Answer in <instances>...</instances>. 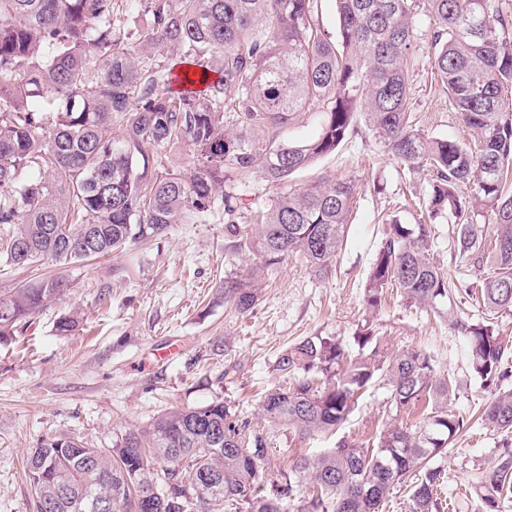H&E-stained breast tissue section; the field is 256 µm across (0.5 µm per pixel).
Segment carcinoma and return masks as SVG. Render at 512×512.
Masks as SVG:
<instances>
[{"mask_svg": "<svg viewBox=\"0 0 512 512\" xmlns=\"http://www.w3.org/2000/svg\"><path fill=\"white\" fill-rule=\"evenodd\" d=\"M336 38L315 23L318 0H0V224L10 226L0 258L30 265L73 264L121 252L173 224L224 220L236 248L271 267L300 254L328 273L344 242L358 184L342 179L290 188L270 199L242 231L248 206L239 187L260 169L277 185L345 140L362 116L388 154L433 178L427 219L390 224L364 288L373 313L391 290L446 318L458 292L430 256L432 224L448 217L459 254L493 273L475 285L491 315L512 313V10L504 0H335ZM431 25V52L415 50L417 19ZM427 66L474 145L428 137L412 124L411 78ZM314 106L316 137L278 141ZM119 133H114V129ZM175 143L196 152L189 174L156 168ZM493 226L490 239L477 217ZM62 278L26 283L0 298V336L61 296ZM224 301L240 313L260 301L248 278L224 280ZM453 325L466 334L474 374L503 378L512 347L493 324ZM348 356L338 338L307 337L277 370L295 379L269 389L262 411L273 428L302 439L333 435L378 376L387 416L375 446L342 440L255 493L268 437L233 402L177 408L126 431L111 448L45 438L30 450L26 475L37 512H137L151 489L155 512H378L411 482L412 512H437L442 470L432 464L465 428L448 408L451 382L420 349L385 356L370 321ZM426 415L396 425L417 407ZM481 418L512 433V390L494 395ZM479 512H500L512 493V452L478 472Z\"/></svg>", "mask_w": 512, "mask_h": 512, "instance_id": "obj_1", "label": "carcinoma"}]
</instances>
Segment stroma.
Here are the masks:
<instances>
[{
	"label": "stroma",
	"mask_w": 512,
	"mask_h": 512,
	"mask_svg": "<svg viewBox=\"0 0 512 512\" xmlns=\"http://www.w3.org/2000/svg\"><path fill=\"white\" fill-rule=\"evenodd\" d=\"M411 88L421 133L472 142L471 131L449 112L448 97L429 71L414 76ZM337 179L354 180L363 190L347 243L323 278L292 252L280 264L262 267L258 254L238 251L235 237L215 221L174 224L162 237L72 265L45 259L17 267L0 261V298L37 278L60 276L68 283L61 297L0 339V512H36L25 463L30 448L44 438L109 448L125 430L169 409L216 399L232 401L251 427L265 429L262 392L290 385L276 368L281 354L306 337L352 343L358 324L367 318L385 354L425 350L437 375L454 381L450 408L468 423L436 459L444 474L440 512H474L476 470L512 450V433L477 419L494 393L512 388V358L506 375L488 386L473 374L461 333L430 307L395 296L367 313L363 288L385 221L418 222L431 174L398 163L361 122L335 152L295 174L289 184ZM433 235L431 253L458 287L454 312L469 322L485 320L483 306L465 289L485 278L487 269L460 259L447 220L435 224ZM250 272L260 301L242 314L225 303L224 280ZM68 314L78 315L79 325L64 336L56 324ZM386 397L383 384L371 387L339 436L360 446L379 434L390 422ZM335 439L271 432L263 470L279 474L296 456L319 453Z\"/></svg>",
	"instance_id": "obj_1"
}]
</instances>
